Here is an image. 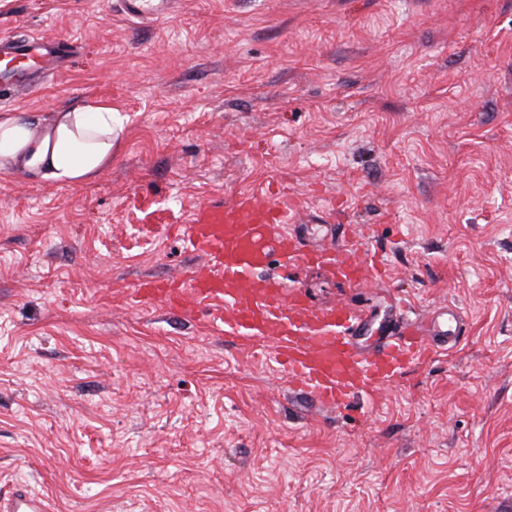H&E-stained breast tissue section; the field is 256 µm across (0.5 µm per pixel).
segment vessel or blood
<instances>
[{
  "label": "vessel or blood",
  "instance_id": "obj_1",
  "mask_svg": "<svg viewBox=\"0 0 512 512\" xmlns=\"http://www.w3.org/2000/svg\"><path fill=\"white\" fill-rule=\"evenodd\" d=\"M172 5L173 0H121L126 16L137 19L164 17ZM79 51L66 39L1 35L0 103L21 98L31 77L44 82L62 74ZM296 213L283 191L242 194L199 207L174 230L202 264L183 277L142 280L137 301L162 302L174 310L188 302L211 309L225 337L244 352L263 350L296 389L336 409L362 394L377 397L383 384L402 378L433 350L462 340L463 314L448 304L422 320L389 315L376 344L364 346L371 311L348 303L315 306L293 276L309 266L353 286L366 283L370 267L358 253L357 235L307 246L291 226ZM273 264L278 267L274 274L268 271Z\"/></svg>",
  "mask_w": 512,
  "mask_h": 512
}]
</instances>
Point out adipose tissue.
Instances as JSON below:
<instances>
[{"label":"adipose tissue","instance_id":"adipose-tissue-1","mask_svg":"<svg viewBox=\"0 0 512 512\" xmlns=\"http://www.w3.org/2000/svg\"><path fill=\"white\" fill-rule=\"evenodd\" d=\"M111 104L81 105L30 120L0 114V170L23 167L61 184L93 181L112 160Z\"/></svg>","mask_w":512,"mask_h":512}]
</instances>
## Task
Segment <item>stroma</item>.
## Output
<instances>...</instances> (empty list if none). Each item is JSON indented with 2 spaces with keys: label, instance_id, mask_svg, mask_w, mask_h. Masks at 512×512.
Instances as JSON below:
<instances>
[{
  "label": "stroma",
  "instance_id": "obj_1",
  "mask_svg": "<svg viewBox=\"0 0 512 512\" xmlns=\"http://www.w3.org/2000/svg\"><path fill=\"white\" fill-rule=\"evenodd\" d=\"M69 71L16 101L111 102L112 161L0 172V500L50 512H512V0H0V35ZM309 245L366 226L385 285L322 270L318 306L446 303L454 350L322 408L143 279L200 259L166 227L271 182ZM122 11L137 19H158L171 11L172 0H121ZM3 512H45L46 507L40 498H35L27 493H18L7 504L0 502Z\"/></svg>",
  "mask_w": 512,
  "mask_h": 512
}]
</instances>
